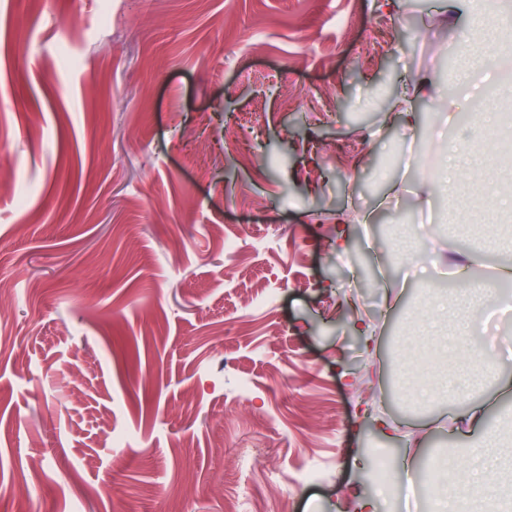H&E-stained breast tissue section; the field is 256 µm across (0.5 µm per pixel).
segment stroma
<instances>
[{"label":"stroma","mask_w":512,"mask_h":512,"mask_svg":"<svg viewBox=\"0 0 512 512\" xmlns=\"http://www.w3.org/2000/svg\"><path fill=\"white\" fill-rule=\"evenodd\" d=\"M457 3L0 0V480L35 512H405L475 404L512 457V394L424 328L439 269L512 251V174L448 170L489 151L487 82L442 109ZM427 363L457 394L402 389Z\"/></svg>","instance_id":"stroma-1"}]
</instances>
